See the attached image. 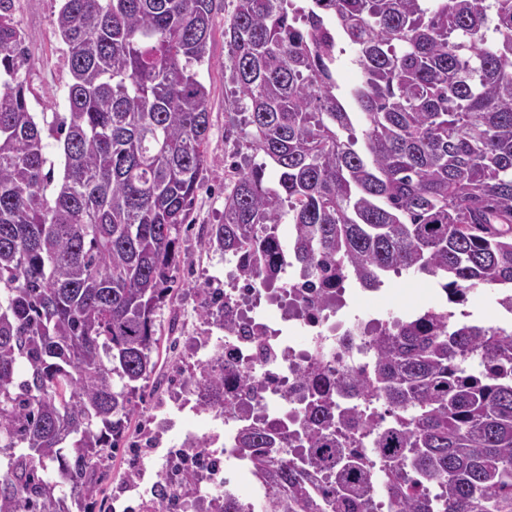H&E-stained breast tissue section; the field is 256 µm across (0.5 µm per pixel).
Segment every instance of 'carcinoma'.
Masks as SVG:
<instances>
[{"instance_id":"cac0c4a2","label":"carcinoma","mask_w":512,"mask_h":512,"mask_svg":"<svg viewBox=\"0 0 512 512\" xmlns=\"http://www.w3.org/2000/svg\"><path fill=\"white\" fill-rule=\"evenodd\" d=\"M222 0H62L68 112L37 122L26 33L0 0V512H94L153 373L156 316L210 131L197 79ZM362 73L336 94L342 43ZM224 46L248 149L205 245L263 271L273 230L321 285L425 275L512 311V0H236ZM62 141L54 181L44 132ZM276 179H266L268 165ZM202 317L229 328L211 297ZM364 376L315 357L300 430L245 425L265 512H512V325L435 308L372 338ZM189 376L224 398L230 362ZM342 396L382 405L380 425ZM366 442L362 453L348 448Z\"/></svg>"}]
</instances>
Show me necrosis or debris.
Masks as SVG:
<instances>
[{
    "mask_svg": "<svg viewBox=\"0 0 512 512\" xmlns=\"http://www.w3.org/2000/svg\"><path fill=\"white\" fill-rule=\"evenodd\" d=\"M278 287L243 272L234 264L224 273V306L236 317L235 328L224 335L221 345L195 341L197 355L206 361H233L240 371L256 380L247 400L252 407L248 422L288 432L299 428L304 418L307 394L298 376L314 350L332 367L359 375L375 363L370 346L371 331L381 324L407 320L420 313L421 305L393 308L379 289L341 287L337 303L321 305L310 277L293 261L278 263ZM224 430L200 441L195 430H186L181 442L185 454H175L154 472L157 483L181 489L175 505L159 498L141 499L138 512H219L223 499L210 495L209 486L222 485L236 494L237 479L252 473L250 461L236 446L243 422L227 414Z\"/></svg>",
    "mask_w": 512,
    "mask_h": 512,
    "instance_id": "obj_1",
    "label": "necrosis or debris"
}]
</instances>
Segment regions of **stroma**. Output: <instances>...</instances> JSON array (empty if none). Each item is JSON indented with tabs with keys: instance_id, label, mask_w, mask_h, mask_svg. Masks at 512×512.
Wrapping results in <instances>:
<instances>
[{
	"instance_id": "35a3bbf8",
	"label": "stroma",
	"mask_w": 512,
	"mask_h": 512,
	"mask_svg": "<svg viewBox=\"0 0 512 512\" xmlns=\"http://www.w3.org/2000/svg\"><path fill=\"white\" fill-rule=\"evenodd\" d=\"M60 6L61 0H14L13 18L29 35L25 72L29 108L34 112H64L68 109L67 87L71 75L67 47L53 26ZM234 7L235 0H224L220 13L215 16L208 56L198 69V79L208 92L207 109L211 122L207 162L201 174L203 186L188 217L189 227L181 235V261L174 272L177 286L170 302L158 314L163 335L174 342L175 347L159 350L156 368L145 381L138 406L127 423L124 445L106 463L107 477L100 486L98 499L107 512H123L127 505L135 504L139 496L152 492L154 480L147 475L141 478L134 491L117 499L111 494L112 479L136 469L138 461L159 462L175 452L179 441L177 431H169L145 445L138 444L137 439L143 427L154 421L155 409L163 405L169 406L172 417L194 421L190 408L173 401L180 380L198 367L188 339L221 335L220 330L212 329L202 319L201 312L204 289L212 287L214 277L224 273L223 256L204 245L210 225L221 223L224 216V185L232 178L224 161L231 155L247 151L241 136L228 133L231 123L227 103L234 95L235 87L229 80L224 18Z\"/></svg>"
}]
</instances>
